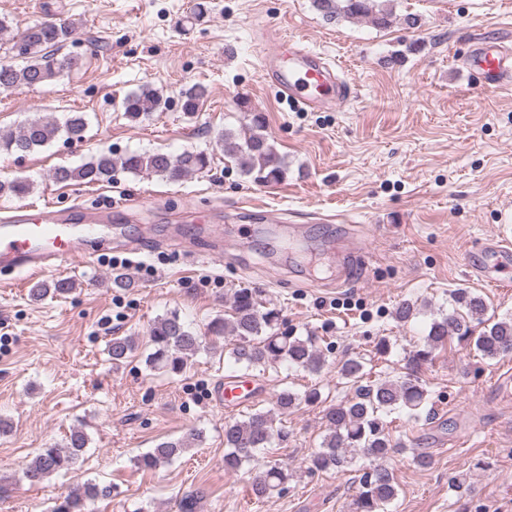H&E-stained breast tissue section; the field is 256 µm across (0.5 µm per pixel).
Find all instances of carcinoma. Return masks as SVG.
<instances>
[{
  "instance_id": "carcinoma-1",
  "label": "carcinoma",
  "mask_w": 512,
  "mask_h": 512,
  "mask_svg": "<svg viewBox=\"0 0 512 512\" xmlns=\"http://www.w3.org/2000/svg\"><path fill=\"white\" fill-rule=\"evenodd\" d=\"M312 7L330 21H346L368 18L378 28H386L392 22V12L387 0H312ZM73 29L69 25L35 22L28 25L22 36L27 50L15 55L12 62L0 63V91L19 86H44L69 75L82 65L79 56L59 54L69 42ZM206 88L193 85L182 92V111L192 117L198 112ZM165 104L154 90L145 87L128 94L122 102L124 116L133 123L139 122L152 111ZM86 131L84 117L76 113L59 121L52 117H38L14 131L0 134V153L29 152L44 147L64 136L68 140L81 141ZM224 151L239 160L245 174L261 183H276L283 179L284 164L269 143L265 134L264 117L252 114L244 130L243 143L236 142L232 132H224L218 138ZM211 165V158L204 151L186 150L178 155L162 151H131L117 158L102 153L77 167L60 166L54 169L52 179L61 184H95L112 180L116 172L157 175L170 181L188 175L202 173ZM34 190V183L25 178L0 181V197L24 199ZM73 282L58 279L52 285L39 284L30 289V296L41 300L69 294ZM458 308L440 320L434 321L424 344L417 349L411 361L418 365L433 359L434 352L445 346L450 339L472 346L482 357L497 359L512 356V318L490 321L486 318L487 305L483 298L457 288L452 293ZM280 316L275 309H261L255 293L248 289L238 290L230 307V316L216 317L203 333L197 332L177 313L157 318L149 330V342L153 352L146 359L154 369H162L178 375L186 367L190 357L204 349L207 340L219 337L233 339L230 357L234 364L247 370L265 367L278 362L302 368L318 374L325 359L312 337L294 336L288 331H278ZM136 340L131 336L115 337L108 352L117 363L134 353ZM342 378L358 382L364 376V365L356 358L345 360L340 368ZM320 395L316 389L299 395L285 389L276 395L272 407L256 410L245 419L224 426V466L236 471L243 464L255 459L257 453L268 447L274 436L285 434L275 431L276 418L288 413L299 401L315 403ZM428 402L427 390L412 375L392 380H380L358 389L355 397L328 407L324 414L326 433L320 449L308 459L310 473L341 470L359 457H371L381 461L402 447L392 439L386 417L395 411H405L414 420ZM202 432L192 429L181 437L162 441L155 448L137 459L143 470H156L172 463L183 453L201 441ZM89 444L88 434L78 428L71 430L65 443L49 445L38 450L26 466L23 477L36 487L51 476L74 468ZM291 476L288 468L270 464L252 485L254 495L271 501L281 495ZM398 495L393 472L377 464L364 469L359 478V491L354 500L355 512H386ZM98 496V489L88 484L58 497L53 512H88V504Z\"/></svg>"
}]
</instances>
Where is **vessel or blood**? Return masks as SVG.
I'll return each instance as SVG.
<instances>
[{"label":"vessel or blood","instance_id":"vessel-or-blood-1","mask_svg":"<svg viewBox=\"0 0 512 512\" xmlns=\"http://www.w3.org/2000/svg\"><path fill=\"white\" fill-rule=\"evenodd\" d=\"M258 66L262 78L285 99L307 110H329L347 101L351 86L337 74L334 61L288 40L271 50H261ZM473 72L493 86L512 87V49L498 41H475L469 63ZM112 205L94 209L75 206L63 211L54 203H25L11 208L0 219V270L35 277L57 270L73 260L96 262L108 249L135 250L139 242L121 239L110 242L115 233ZM258 393L252 377L231 375L218 382L213 398L230 409L251 402Z\"/></svg>","mask_w":512,"mask_h":512}]
</instances>
